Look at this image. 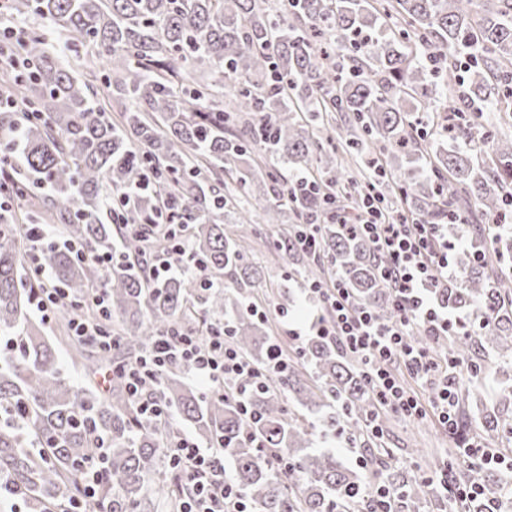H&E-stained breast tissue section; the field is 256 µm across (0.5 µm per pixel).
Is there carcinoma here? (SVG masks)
I'll use <instances>...</instances> for the list:
<instances>
[{
	"label": "carcinoma",
	"mask_w": 512,
	"mask_h": 512,
	"mask_svg": "<svg viewBox=\"0 0 512 512\" xmlns=\"http://www.w3.org/2000/svg\"><path fill=\"white\" fill-rule=\"evenodd\" d=\"M50 21L80 41L84 53L61 57L45 37L26 34L28 74L4 71L0 93L18 102L0 111L3 187L16 208L0 216V336L18 353L0 360V470L25 492L29 512H58L83 494L81 470L103 472L100 512H154L150 482L174 434L171 422L143 420L119 377L108 389L67 381L40 325L30 319L34 281L24 273L27 226L54 224L58 232L97 253L123 255L103 271L54 242L37 248L39 266L64 288L70 303L57 319L70 325L73 303L97 283L106 288L107 328L124 355L146 350L173 326L206 334L225 314L231 340L261 364L264 323L239 298L263 276L248 263L255 224H281L293 213L319 225L321 255L352 295L382 320L395 316L392 290L380 278L386 262L362 235L336 224L331 206L344 174L336 151L316 131L343 130L342 149L364 152L368 140L395 151L369 161L372 179H351V209L391 178L418 224H440L452 246L454 273L434 289L458 323L448 344L459 403L474 395L473 370L497 378V402L483 408L482 432L512 441V377L486 371V353L512 362V235L495 224H455L449 215L461 194L498 215L512 203V135L486 144L464 119L469 101L512 97V0H481L471 15L460 0H4L0 25ZM467 74L460 104L439 112L437 89ZM234 92L224 97V80ZM122 105L119 121L107 101ZM261 146L265 162L255 153ZM188 225L187 246L205 270L230 277L228 289H204L182 273L186 254L158 238L129 232L152 224L160 200ZM236 215L233 232L224 215ZM491 244L496 266L475 258ZM161 248L178 273L160 280L143 263L146 248ZM276 247L295 271L314 278L298 233ZM70 357L88 371L123 364L72 341ZM298 362L269 389L251 394L261 414L245 423L234 403L184 381L188 367L168 370L159 394L177 416L210 443L223 444L233 477L257 512H351L371 507L374 486L392 490L391 512L443 506L423 476L398 465L377 446L366 423L376 410L356 359L338 343L311 336ZM284 390L320 432L359 444L367 465L350 467L312 449L308 428L290 415ZM281 451L288 473L269 468L262 451ZM448 474L470 479L467 465L448 453ZM481 496L469 512H512L509 481L481 472ZM358 491L352 500L346 493Z\"/></svg>",
	"instance_id": "obj_1"
}]
</instances>
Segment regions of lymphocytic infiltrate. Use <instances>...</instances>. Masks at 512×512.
Instances as JSON below:
<instances>
[{"instance_id": "lymphocytic-infiltrate-1", "label": "lymphocytic infiltrate", "mask_w": 512, "mask_h": 512, "mask_svg": "<svg viewBox=\"0 0 512 512\" xmlns=\"http://www.w3.org/2000/svg\"><path fill=\"white\" fill-rule=\"evenodd\" d=\"M359 223L346 225L347 233L362 234L384 254L388 263L381 275L392 289L397 317L380 321L369 307L357 302L341 280L330 287L310 285L323 305L320 319L310 320L314 335L327 336L344 345L361 362L379 409L408 419L433 416L448 431L459 424V404L448 383L454 366L429 348L410 340L413 330L444 336L453 327L447 308L436 304L431 292L447 280L452 248L440 225L409 224L390 220L383 201L370 196ZM230 324L213 327L200 336L174 327L155 336L150 347L118 370L129 397L143 419L158 421L170 410L158 393L163 374L174 364H188L194 378L206 389L234 400L244 419H252V389L268 386L288 369L283 348H276L264 365H256L238 352L230 338ZM401 365L419 385L429 386L428 396L406 388L391 372ZM168 471L174 482L189 491L177 512H255L245 492L224 469L223 453L204 449L187 434L177 436L168 452Z\"/></svg>"}]
</instances>
